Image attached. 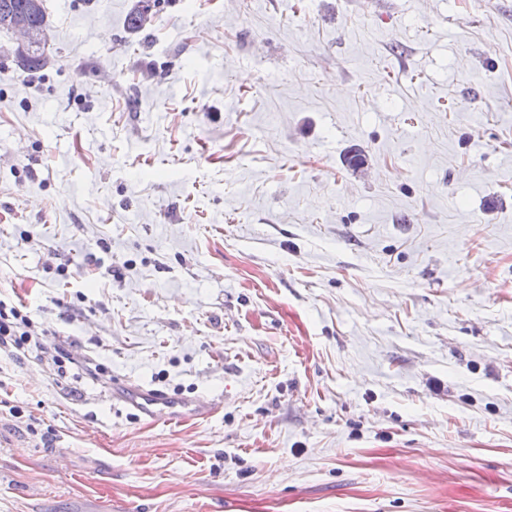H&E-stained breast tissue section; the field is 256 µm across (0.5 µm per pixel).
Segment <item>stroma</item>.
<instances>
[{
	"label": "stroma",
	"instance_id": "35a3bbf8",
	"mask_svg": "<svg viewBox=\"0 0 512 512\" xmlns=\"http://www.w3.org/2000/svg\"><path fill=\"white\" fill-rule=\"evenodd\" d=\"M135 3L0 30V512H512V0ZM5 26L8 27L9 30L1 26V24L0 29L14 32L20 37L18 51L22 53L32 52L37 48L49 46L46 29L34 28L24 17H15L11 21L7 20ZM18 58V63L28 73H37L48 63L47 57L37 51H33L23 58L18 56ZM40 333L35 329L31 319L21 309L8 299H2L0 294V345L13 346L17 350L28 348L32 343L41 347L45 330ZM131 404L148 418H166L179 421L203 418L210 414L215 405L197 401H178L169 395L150 388L131 389Z\"/></svg>",
	"mask_w": 512,
	"mask_h": 512
}]
</instances>
